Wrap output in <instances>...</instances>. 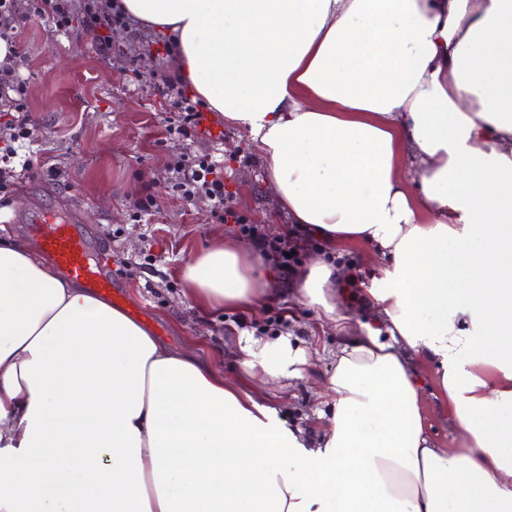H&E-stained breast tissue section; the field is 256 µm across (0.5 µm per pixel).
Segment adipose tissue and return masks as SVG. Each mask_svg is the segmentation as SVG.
<instances>
[{"label":"adipose tissue","mask_w":512,"mask_h":512,"mask_svg":"<svg viewBox=\"0 0 512 512\" xmlns=\"http://www.w3.org/2000/svg\"><path fill=\"white\" fill-rule=\"evenodd\" d=\"M246 132L278 210L324 255L294 283L368 315L319 432L225 383L0 237V512H512V0H121ZM377 272L349 273L338 244ZM203 311L273 293L237 242L185 267ZM249 375L300 378L290 337L240 336ZM462 435L434 445L413 367Z\"/></svg>","instance_id":"obj_1"}]
</instances>
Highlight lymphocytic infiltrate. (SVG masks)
<instances>
[{
	"instance_id": "1",
	"label": "lymphocytic infiltrate",
	"mask_w": 512,
	"mask_h": 512,
	"mask_svg": "<svg viewBox=\"0 0 512 512\" xmlns=\"http://www.w3.org/2000/svg\"><path fill=\"white\" fill-rule=\"evenodd\" d=\"M18 7V0H0V39L11 44L8 56L0 60V108H7L14 114L9 125L10 134L0 142V189L12 185L19 171H31L36 163L33 151L24 147L31 139L32 131L24 99L25 83L19 71L20 55L13 47ZM28 9L30 13L52 18L59 32H68L73 21H80L84 29L96 33L99 47L104 51L111 47L108 34L112 27L125 22L120 7L105 12L99 10L93 0H86L78 16L72 11L71 0H28ZM162 90L180 99L178 114L169 119L165 128L167 139H186L196 146L195 151L170 155L168 165L175 175L174 189L186 202L207 204L211 217L237 224L240 233L255 241L282 275H294L302 256L318 248V240L309 233L285 239L266 238L257 226L229 206L224 198V162L212 151L213 134L201 128L204 120L201 102L191 100L178 79L172 77L164 79Z\"/></svg>"
}]
</instances>
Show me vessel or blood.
Segmentation results:
<instances>
[{"label": "vessel or blood", "mask_w": 512, "mask_h": 512, "mask_svg": "<svg viewBox=\"0 0 512 512\" xmlns=\"http://www.w3.org/2000/svg\"><path fill=\"white\" fill-rule=\"evenodd\" d=\"M35 239L42 253L59 269L78 281L88 291L121 304L119 292L103 264L92 258L82 228L72 221H64L41 213L33 217Z\"/></svg>", "instance_id": "obj_1"}]
</instances>
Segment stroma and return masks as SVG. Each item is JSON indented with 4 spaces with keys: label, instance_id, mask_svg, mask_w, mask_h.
Listing matches in <instances>:
<instances>
[{
    "label": "stroma",
    "instance_id": "stroma-1",
    "mask_svg": "<svg viewBox=\"0 0 512 512\" xmlns=\"http://www.w3.org/2000/svg\"><path fill=\"white\" fill-rule=\"evenodd\" d=\"M16 26L41 165L0 192V235L29 240L22 218L33 212L75 220L92 252H104L124 309L140 310L141 322L160 341L214 363L225 380L251 388L289 423L315 432V411L329 397L326 380L342 345L335 327L288 294L287 280L268 259L264 274L278 294L266 309L205 312L184 294L187 262L239 232L236 225L210 218L205 205L180 197L172 187L169 153L156 145L167 119L178 111L175 99L160 91L164 77L178 76L180 67L177 55L164 49L168 32L129 21L113 27L112 48L105 53L93 33L79 26L63 34L51 19L24 10ZM211 119L224 133L217 153L224 158L230 204L259 224L267 238L284 237L288 216L275 210L264 163L249 136L220 113ZM47 165L52 173H44ZM146 181L154 184L151 216L138 222L134 205ZM246 332L271 339L292 334L307 354L301 378L251 380L235 354L237 338ZM413 365L434 442L461 447L454 419L436 396L434 367L418 358Z\"/></svg>",
    "mask_w": 512,
    "mask_h": 512
}]
</instances>
